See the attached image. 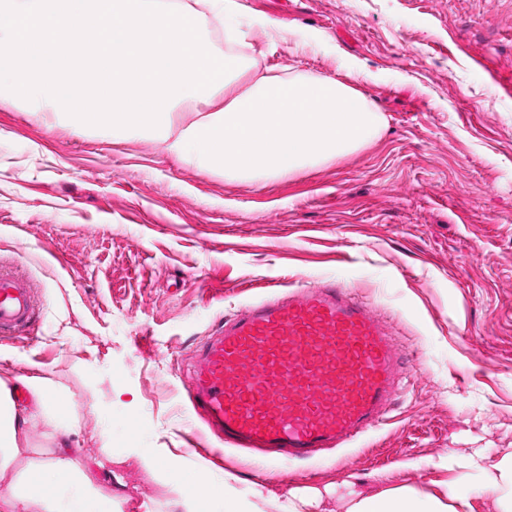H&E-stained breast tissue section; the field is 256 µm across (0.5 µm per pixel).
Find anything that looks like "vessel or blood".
<instances>
[{
    "label": "vessel or blood",
    "mask_w": 512,
    "mask_h": 512,
    "mask_svg": "<svg viewBox=\"0 0 512 512\" xmlns=\"http://www.w3.org/2000/svg\"><path fill=\"white\" fill-rule=\"evenodd\" d=\"M26 279L0 269V335L33 330ZM374 309L329 279L249 302L194 349L190 406L225 445L307 460L378 426L400 383Z\"/></svg>",
    "instance_id": "vessel-or-blood-1"
}]
</instances>
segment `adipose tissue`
I'll return each mask as SVG.
<instances>
[{"label": "adipose tissue", "instance_id": "ef3b65f1", "mask_svg": "<svg viewBox=\"0 0 512 512\" xmlns=\"http://www.w3.org/2000/svg\"><path fill=\"white\" fill-rule=\"evenodd\" d=\"M235 0H0V99L66 117L84 129L154 136L166 151L220 169L228 182L291 176L354 153L381 134L385 118L340 79L259 69L217 50L211 23ZM194 120L185 121L186 112ZM28 391L27 400L17 396ZM65 396L54 384L0 378V474L43 426L54 456L10 484L23 512H113L89 468L77 464L59 423ZM512 512V465L472 454L444 496L392 488L351 498L346 512H467L469 470Z\"/></svg>", "mask_w": 512, "mask_h": 512}]
</instances>
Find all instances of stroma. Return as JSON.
<instances>
[{"instance_id": "35a3bbf8", "label": "stroma", "mask_w": 512, "mask_h": 512, "mask_svg": "<svg viewBox=\"0 0 512 512\" xmlns=\"http://www.w3.org/2000/svg\"><path fill=\"white\" fill-rule=\"evenodd\" d=\"M237 3L233 48L259 68L364 66L381 135L228 183L152 138L0 101V266L41 308L34 337L0 339V377L63 388L74 457L121 512H184L172 463L221 488L208 512H287L300 494L344 512L350 489L443 493L476 449L511 462L512 0ZM323 279L391 325L405 387L387 421L318 461L216 453L181 384L192 349L251 299Z\"/></svg>"}]
</instances>
